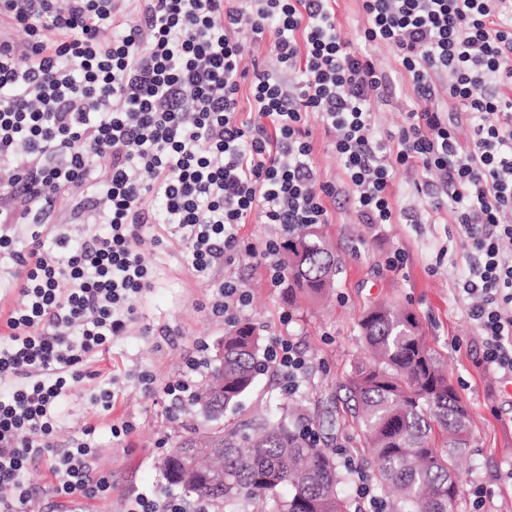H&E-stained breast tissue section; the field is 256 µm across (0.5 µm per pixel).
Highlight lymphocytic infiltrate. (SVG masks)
I'll use <instances>...</instances> for the list:
<instances>
[{
  "label": "lymphocytic infiltrate",
  "instance_id": "1",
  "mask_svg": "<svg viewBox=\"0 0 512 512\" xmlns=\"http://www.w3.org/2000/svg\"><path fill=\"white\" fill-rule=\"evenodd\" d=\"M0 0L25 40H0V285L17 296L0 333V512H28L22 474L46 461L54 493L86 512L109 479L95 475V426L55 440L62 402L113 337L125 335L153 275L137 244L160 226L200 277L236 256L285 271L277 240L237 233L252 214L292 233L325 224L333 185L310 162L319 113L366 224H395L390 188L409 167L443 176L439 192L469 244L460 290L481 341L478 368L512 377V0H360L364 44L387 45L396 72L352 50L335 0ZM274 27L275 68L247 70L238 34ZM419 101L398 135L377 139L371 95L394 75ZM473 121L461 143L435 76ZM250 94L242 118L241 89ZM79 187L80 196L62 192ZM71 221L52 224L61 205ZM106 228L88 230L90 215ZM53 235V248L44 238ZM290 391L310 362L288 339L269 349Z\"/></svg>",
  "mask_w": 512,
  "mask_h": 512
}]
</instances>
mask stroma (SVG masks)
I'll list each match as a JSON object with an SVG mask.
<instances>
[{"label":"stroma","instance_id":"stroma-1","mask_svg":"<svg viewBox=\"0 0 512 512\" xmlns=\"http://www.w3.org/2000/svg\"><path fill=\"white\" fill-rule=\"evenodd\" d=\"M415 106L405 81L396 89L374 93L376 136L385 140L397 133ZM307 125L312 131L310 160L320 180L343 186L344 168L319 114L308 113ZM437 179L436 172L418 169H402L394 176L392 203L396 209L421 213L418 224H364L346 195L328 203L324 231L339 267L333 292L318 304L288 303L282 289L269 286L265 266L248 257L218 267L211 278H199L175 240L155 241L154 230H147L138 250L154 273L153 286L139 299V316L127 334L114 338L95 362L96 377L84 380L80 393L65 400L56 434L57 441L63 442L84 425L98 428L97 470L108 476L111 491L106 499L89 501V512H133L142 494L178 498V491L167 488L161 477V459L206 423L187 406H172L163 388L181 378L188 360L212 358L215 341L229 327L223 316L213 314L212 293L226 279L239 281L251 297L242 317L260 325L265 340L279 335L292 338L310 360L312 371L294 393L282 391L277 373L260 376L239 408L226 411L225 424L253 417L256 407L274 412L286 402L301 404L317 420L329 409L337 421L336 445L353 449L355 465L367 471L369 457L357 449L344 388L363 350L357 322L373 302L405 306L417 315L447 362L448 379L473 418L455 512H472L471 493L477 485L485 490L483 512H512V482L502 476L512 465V384L474 364L479 353L476 329L458 296V286L468 273L466 244L456 232L451 211L432 210L416 190L417 184ZM395 247L407 253V265L397 274L384 268L386 253ZM286 314L292 320L285 326L281 318ZM144 372L155 379L153 391H145L140 383ZM109 384L116 396L112 410L107 411L95 405L91 396ZM124 421L132 422L133 432L112 437L110 424Z\"/></svg>","mask_w":512,"mask_h":512}]
</instances>
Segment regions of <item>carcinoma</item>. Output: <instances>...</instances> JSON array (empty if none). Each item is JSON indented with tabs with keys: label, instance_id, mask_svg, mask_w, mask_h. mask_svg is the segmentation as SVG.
Returning a JSON list of instances; mask_svg holds the SVG:
<instances>
[{
	"label": "carcinoma",
	"instance_id": "obj_1",
	"mask_svg": "<svg viewBox=\"0 0 512 512\" xmlns=\"http://www.w3.org/2000/svg\"><path fill=\"white\" fill-rule=\"evenodd\" d=\"M310 229L311 247L300 261L289 242L282 246L292 300H316L334 286L337 260L321 226L302 227ZM358 328L368 360L352 366L345 388L360 442L370 454V478L392 491L381 512H454L457 460L470 444L468 407L415 314L377 303L363 312ZM270 365L253 324L224 334V360L212 374L214 380L224 375V396L208 388L196 396L209 429L198 441L179 443L215 449L199 460L211 475L186 479L172 458L162 469L166 481L186 503H205L206 512H249L257 499L264 512H362L350 491L353 472L339 463L340 449L311 440L307 418L297 409L259 414L243 428L224 425V411L238 407Z\"/></svg>",
	"mask_w": 512,
	"mask_h": 512
}]
</instances>
